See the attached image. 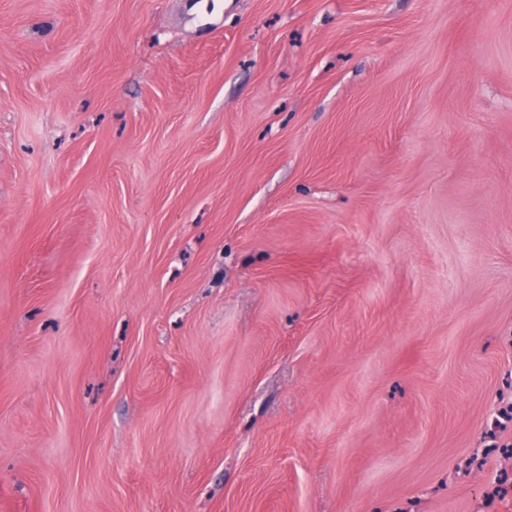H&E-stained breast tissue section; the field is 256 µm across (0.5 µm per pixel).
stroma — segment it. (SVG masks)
Instances as JSON below:
<instances>
[{
  "label": "stroma",
  "instance_id": "35a3bbf8",
  "mask_svg": "<svg viewBox=\"0 0 512 512\" xmlns=\"http://www.w3.org/2000/svg\"><path fill=\"white\" fill-rule=\"evenodd\" d=\"M512 0H0V512H512Z\"/></svg>",
  "mask_w": 512,
  "mask_h": 512
}]
</instances>
